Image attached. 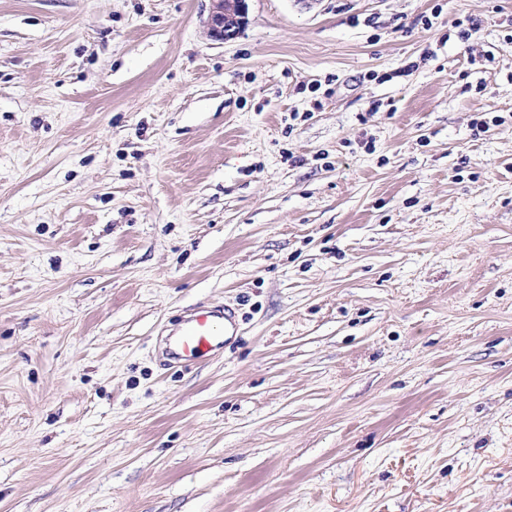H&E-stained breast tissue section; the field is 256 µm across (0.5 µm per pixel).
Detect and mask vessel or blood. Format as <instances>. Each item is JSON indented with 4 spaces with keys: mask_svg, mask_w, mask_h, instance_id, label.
Segmentation results:
<instances>
[{
    "mask_svg": "<svg viewBox=\"0 0 512 512\" xmlns=\"http://www.w3.org/2000/svg\"><path fill=\"white\" fill-rule=\"evenodd\" d=\"M237 328L234 309L200 307L179 324L167 344L168 355L179 361H195L223 349L225 338Z\"/></svg>",
    "mask_w": 512,
    "mask_h": 512,
    "instance_id": "vessel-or-blood-1",
    "label": "vessel or blood"
}]
</instances>
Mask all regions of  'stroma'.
Returning a JSON list of instances; mask_svg holds the SVG:
<instances>
[{"label":"stroma","instance_id":"35a3bbf8","mask_svg":"<svg viewBox=\"0 0 512 512\" xmlns=\"http://www.w3.org/2000/svg\"><path fill=\"white\" fill-rule=\"evenodd\" d=\"M210 8L0 0V512H512V0ZM211 11L208 20L209 36L216 41L232 38L243 24L246 0H210ZM237 328L232 308L199 307L179 324L167 344V354L179 361H195L224 348L225 336Z\"/></svg>","mask_w":512,"mask_h":512}]
</instances>
